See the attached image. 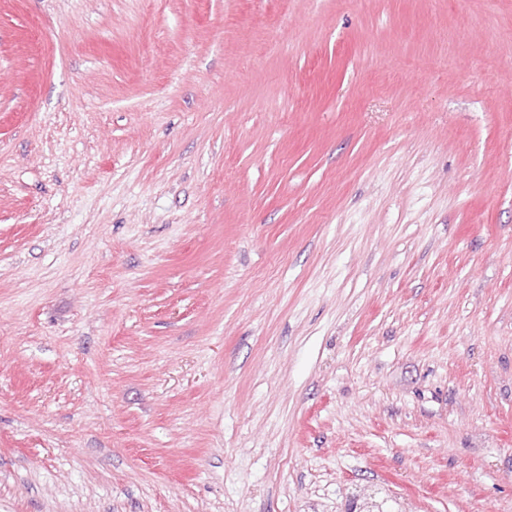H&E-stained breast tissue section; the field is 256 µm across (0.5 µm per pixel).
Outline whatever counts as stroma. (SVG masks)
<instances>
[{
    "label": "stroma",
    "instance_id": "35a3bbf8",
    "mask_svg": "<svg viewBox=\"0 0 512 512\" xmlns=\"http://www.w3.org/2000/svg\"><path fill=\"white\" fill-rule=\"evenodd\" d=\"M512 512V0H0V512Z\"/></svg>",
    "mask_w": 512,
    "mask_h": 512
}]
</instances>
